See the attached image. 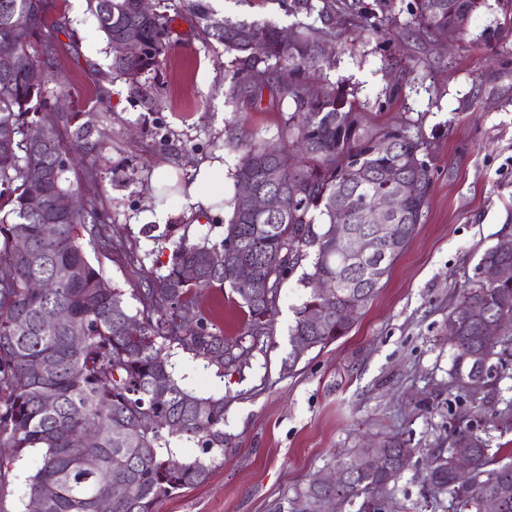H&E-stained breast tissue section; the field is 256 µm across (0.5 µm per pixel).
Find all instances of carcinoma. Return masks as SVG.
<instances>
[{
	"label": "carcinoma",
	"instance_id": "1",
	"mask_svg": "<svg viewBox=\"0 0 512 512\" xmlns=\"http://www.w3.org/2000/svg\"><path fill=\"white\" fill-rule=\"evenodd\" d=\"M140 0H88L89 11L112 54V71L136 82L159 68L171 47L173 23L182 13L194 16L201 33L241 64L231 76L232 97L251 96L275 83L288 101V118L280 147L267 143L243 125L225 130L226 144L240 153L232 172L235 185L253 182L273 193L281 205L273 213L254 212L235 195L232 214L220 239L182 234L170 243L163 273L147 278L131 312L125 293L105 277L86 250L118 254L108 214L95 204L62 210L74 195L67 173L75 154L64 150L61 128L82 115L60 113L46 99L52 81L56 41L66 27L56 0H0V485L16 464L39 454L27 478L29 499L43 500V512H155L165 497L206 481L210 461L224 456V398L200 397L174 378L165 349L178 347L215 364L238 370L248 348L273 335L283 281L307 266L300 282L310 289L295 310L288 331L290 351L284 367L293 369L310 351L347 335L375 297L382 278L403 252L421 223L431 189L430 170L420 134L408 125H368L341 87L308 85L306 68L320 62V46L335 37L331 6L312 0L282 3L295 14L317 13L321 25L297 23L284 42L280 28L265 22L219 18L208 0H179L174 14L144 15ZM481 0H413L418 33L430 38L448 27L465 30ZM126 32L140 44L128 55L119 45ZM43 81L35 83L31 67ZM81 153L84 179L95 180L104 161L106 134L89 123L70 131ZM379 138L390 148H375ZM279 172L270 182L269 170ZM397 192L402 207L380 237L381 262L346 263L336 244V212L344 211L353 228L369 231L366 211L381 197ZM247 264L254 279L242 281L235 270ZM488 264L509 271L488 282L476 278L460 288L462 311L448 315L454 325L449 375L458 397L489 409L497 427L512 429V404L495 408L499 384L512 379V338L493 340L487 324H512V253L486 250L477 269ZM77 270L54 291L30 288ZM316 281H333L328 296L312 289ZM230 288L245 314L242 337L224 338L209 329L196 297L204 290ZM63 310L68 322L48 324L47 313ZM80 327L84 341L75 345L70 326ZM152 415L157 427H144ZM100 430L89 448L84 436ZM194 442L202 455L179 457L180 445ZM467 448L470 469L455 472L450 449ZM386 467L358 454L343 465L342 485L329 488L312 481L307 496L315 504L360 495L364 508L381 512L371 493L387 486L411 462L416 449L398 436L381 443ZM92 454L98 467H83ZM425 482L435 498L448 495L455 512H479L486 494L512 512V461L490 452L489 440L459 420L448 434V447L435 448ZM121 484L122 495L112 494Z\"/></svg>",
	"mask_w": 512,
	"mask_h": 512
}]
</instances>
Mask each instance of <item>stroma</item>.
I'll use <instances>...</instances> for the list:
<instances>
[{
    "mask_svg": "<svg viewBox=\"0 0 512 512\" xmlns=\"http://www.w3.org/2000/svg\"><path fill=\"white\" fill-rule=\"evenodd\" d=\"M330 2L336 39L321 68L306 76L313 84L343 86L370 125L407 123L422 133L432 179L428 207L348 335L309 352L294 372H284L282 363L294 310L308 295L297 271L282 284L273 335L242 370L222 373L170 350L183 387L223 397L228 449L205 483L159 500L156 512H360L358 497L311 504L308 485L392 435L416 454L381 492L384 512H453L449 498L429 495L424 475L430 449L447 447L449 423L458 417L488 430L492 450L512 456V431L488 428L483 411L457 400L448 376V314L459 288L475 276L487 249L512 240V33L504 25L505 0H485L465 35L431 42L415 32L413 0L387 7L360 0L382 21L375 34L358 28L345 0ZM57 5L70 29L59 37L47 96L55 102L71 93L108 135V162L81 193L96 196L111 218L123 254L100 263L134 311L146 277L168 261L161 242L222 234L239 159L224 144L228 125L245 122L276 145L286 114L272 86L248 100L229 97L237 64L220 44L204 42L190 15L176 18L160 69L133 87L122 78L106 81L112 59L86 0ZM217 14L286 31L295 22L280 0H224ZM213 160L226 172L216 184L225 207L192 210L179 197L154 194L159 170L189 182ZM159 212L161 224L154 221ZM199 308L225 338L239 337L244 314L230 291L204 292Z\"/></svg>",
    "mask_w": 512,
    "mask_h": 512,
    "instance_id": "1",
    "label": "stroma"
}]
</instances>
